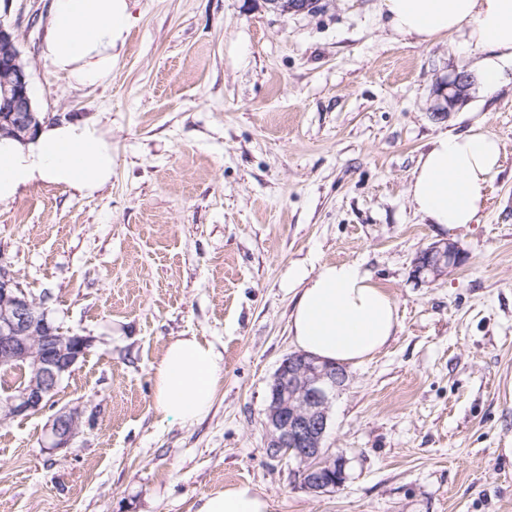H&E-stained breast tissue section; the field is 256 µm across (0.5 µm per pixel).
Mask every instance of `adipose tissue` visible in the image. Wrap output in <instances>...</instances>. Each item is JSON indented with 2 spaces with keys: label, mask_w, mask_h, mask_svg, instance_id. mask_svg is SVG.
I'll return each instance as SVG.
<instances>
[{
  "label": "adipose tissue",
  "mask_w": 512,
  "mask_h": 512,
  "mask_svg": "<svg viewBox=\"0 0 512 512\" xmlns=\"http://www.w3.org/2000/svg\"><path fill=\"white\" fill-rule=\"evenodd\" d=\"M390 29L417 43L463 32L483 53L480 78L497 89L512 63V0H382ZM129 0H54L41 56L55 72L83 87L109 82L114 49L129 28ZM500 160L498 140L480 127L440 135L420 159L409 195L430 223L453 231L479 223L490 177ZM112 179V146L91 120L47 122L20 144L0 140V202L26 186L50 182L90 195ZM291 314L294 344L306 353L355 365L384 349L400 325L398 307L358 264L327 263L316 274L297 269ZM223 357L197 337L166 346L154 371L158 410L192 421L209 411ZM197 512H270L269 498L249 484L205 495Z\"/></svg>",
  "instance_id": "1"
}]
</instances>
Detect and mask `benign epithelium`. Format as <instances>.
I'll use <instances>...</instances> for the list:
<instances>
[{
    "mask_svg": "<svg viewBox=\"0 0 512 512\" xmlns=\"http://www.w3.org/2000/svg\"><path fill=\"white\" fill-rule=\"evenodd\" d=\"M475 79L462 70L439 82L432 112L445 117L471 98ZM40 126L28 63L20 50L19 35L0 22V138L23 141ZM462 262L456 243L435 242L414 261V276L435 281ZM90 336L65 334L0 267V366H28L29 378L12 388L5 400L4 419L42 410L64 376L70 374L92 345ZM349 379L344 368L331 367L316 357L293 353L285 357L272 377V392L265 408V450L276 459L295 461L301 483L319 494L341 486L348 460L342 452L325 448L332 400ZM83 411L63 407L46 429L43 448L54 453L67 448L81 433Z\"/></svg>",
    "mask_w": 512,
    "mask_h": 512,
    "instance_id": "1",
    "label": "benign epithelium"
}]
</instances>
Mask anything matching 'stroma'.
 <instances>
[{"mask_svg": "<svg viewBox=\"0 0 512 512\" xmlns=\"http://www.w3.org/2000/svg\"><path fill=\"white\" fill-rule=\"evenodd\" d=\"M53 0H0L20 35L37 108L90 119L112 145L93 195L39 182L0 203V266L61 330L92 337L41 411L0 421V512H196L251 483L272 512H512V70L434 116L438 79L474 74L463 33L417 44L381 0H131L109 83L72 85L40 56ZM498 139L479 223L443 232L408 193L441 133ZM463 262L413 275L429 245ZM355 262L395 300L400 326L349 367L325 445L348 459L316 496L267 456L268 385L296 352L293 275ZM224 357L207 415L155 407L168 343ZM80 407L82 431L48 453L46 428Z\"/></svg>", "mask_w": 512, "mask_h": 512, "instance_id": "1", "label": "stroma"}]
</instances>
